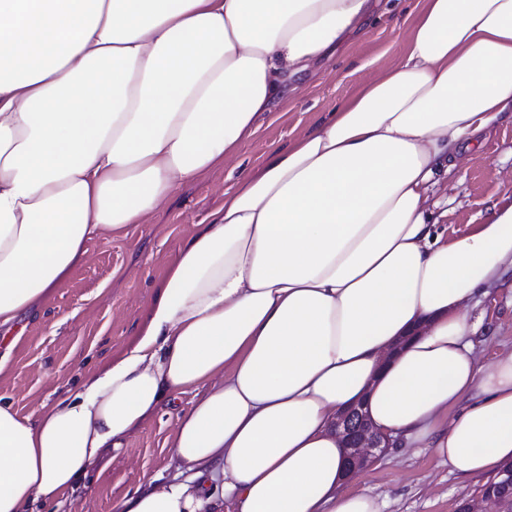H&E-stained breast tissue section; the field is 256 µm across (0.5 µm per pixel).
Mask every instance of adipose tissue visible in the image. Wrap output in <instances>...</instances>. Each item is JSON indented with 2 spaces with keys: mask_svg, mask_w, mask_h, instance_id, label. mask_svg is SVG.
<instances>
[{
  "mask_svg": "<svg viewBox=\"0 0 512 512\" xmlns=\"http://www.w3.org/2000/svg\"><path fill=\"white\" fill-rule=\"evenodd\" d=\"M371 0H0V330L93 238L234 158ZM512 112V0H424L400 60L196 225L132 341L36 418L0 402V512L60 502L196 397L176 473L112 512H384L347 490L338 411L460 478L512 461V352L468 306L512 271V203L449 232L430 196Z\"/></svg>",
  "mask_w": 512,
  "mask_h": 512,
  "instance_id": "ef3b65f1",
  "label": "adipose tissue"
}]
</instances>
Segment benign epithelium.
Wrapping results in <instances>:
<instances>
[{
	"label": "benign epithelium",
	"mask_w": 512,
	"mask_h": 512,
	"mask_svg": "<svg viewBox=\"0 0 512 512\" xmlns=\"http://www.w3.org/2000/svg\"><path fill=\"white\" fill-rule=\"evenodd\" d=\"M335 429L346 449L345 469L351 474L372 464L390 447L388 438L375 429L361 403L341 410ZM455 512H512V465L501 469L496 480L475 496L462 501Z\"/></svg>",
	"instance_id": "obj_1"
}]
</instances>
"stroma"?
<instances>
[{"instance_id": "1", "label": "stroma", "mask_w": 512, "mask_h": 512, "mask_svg": "<svg viewBox=\"0 0 512 512\" xmlns=\"http://www.w3.org/2000/svg\"><path fill=\"white\" fill-rule=\"evenodd\" d=\"M420 8L421 0H395L315 65L299 99L261 114L255 134L223 168L195 184L176 187L168 204L147 223L88 241L83 260L63 287L25 315V330L0 369V399L11 402L22 416H37L43 407L74 392L85 375L123 348L154 286L194 226L223 205L225 192L238 176L261 166L270 152L287 148L297 133L394 64ZM433 199L435 218L452 230L484 223L491 202L512 200V118L503 117L485 133ZM471 314L480 321L477 352L483 364L512 352V274L481 297ZM192 400V394L179 395L174 405L111 452L105 470L92 471L62 503L37 504V512H112L113 502L136 491L149 477L173 476L168 442L177 414L188 410ZM482 485L479 479L457 478L431 453L392 449L355 482L356 488L386 499L385 512H455L459 500Z\"/></svg>"}]
</instances>
